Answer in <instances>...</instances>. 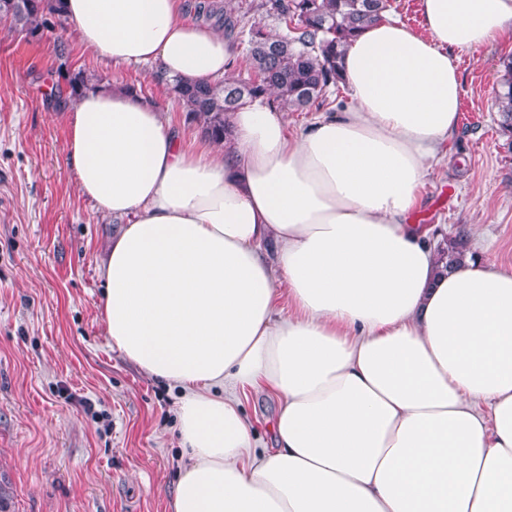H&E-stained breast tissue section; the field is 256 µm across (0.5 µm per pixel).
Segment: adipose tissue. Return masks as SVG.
Returning a JSON list of instances; mask_svg holds the SVG:
<instances>
[{"mask_svg": "<svg viewBox=\"0 0 512 512\" xmlns=\"http://www.w3.org/2000/svg\"><path fill=\"white\" fill-rule=\"evenodd\" d=\"M342 58L350 102L299 131L265 97L186 150L122 88L61 109L79 194L124 219L98 266L109 347L179 388L172 512H512V266L440 270L409 223L458 124L457 52L512 0H419ZM104 64L223 79L234 41L180 0H65ZM293 307L277 311L279 294ZM277 401L256 451L236 388Z\"/></svg>", "mask_w": 512, "mask_h": 512, "instance_id": "ef3b65f1", "label": "adipose tissue"}]
</instances>
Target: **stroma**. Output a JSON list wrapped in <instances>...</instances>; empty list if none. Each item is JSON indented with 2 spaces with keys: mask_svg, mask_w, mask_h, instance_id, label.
<instances>
[{
  "mask_svg": "<svg viewBox=\"0 0 512 512\" xmlns=\"http://www.w3.org/2000/svg\"><path fill=\"white\" fill-rule=\"evenodd\" d=\"M231 3L240 32L228 73L250 75L246 30L280 25L263 0ZM512 42L460 53L458 133L443 144L410 223L442 243L464 229L472 251L512 265V153L497 125L501 57ZM68 65L134 86L191 150L205 145L148 64L104 65L71 46ZM54 38L29 40L0 21V479L10 512H170L181 462L179 392L107 344L101 254L120 227L77 191L66 127L50 98ZM257 449L271 447L276 401L241 391Z\"/></svg>",
  "mask_w": 512,
  "mask_h": 512,
  "instance_id": "1",
  "label": "stroma"
}]
</instances>
